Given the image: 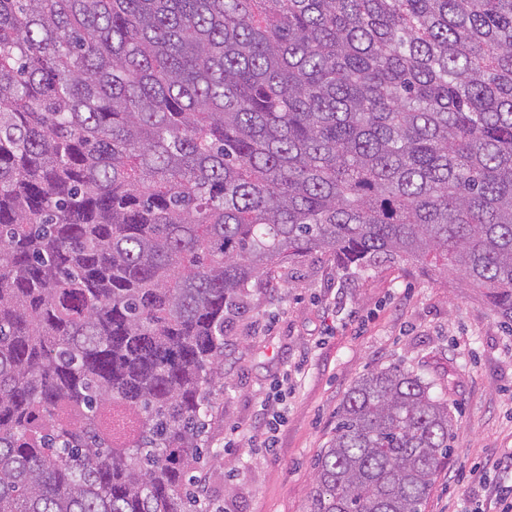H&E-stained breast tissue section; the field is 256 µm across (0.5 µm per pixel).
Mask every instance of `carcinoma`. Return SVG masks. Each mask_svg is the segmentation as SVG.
Here are the masks:
<instances>
[{
	"label": "carcinoma",
	"mask_w": 512,
	"mask_h": 512,
	"mask_svg": "<svg viewBox=\"0 0 512 512\" xmlns=\"http://www.w3.org/2000/svg\"><path fill=\"white\" fill-rule=\"evenodd\" d=\"M313 252L512 324V0H0V512H188L226 328ZM454 426L363 375L308 512H422Z\"/></svg>",
	"instance_id": "cac0c4a2"
}]
</instances>
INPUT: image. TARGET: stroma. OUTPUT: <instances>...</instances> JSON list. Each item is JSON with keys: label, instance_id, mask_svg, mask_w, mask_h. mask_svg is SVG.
<instances>
[{"label": "stroma", "instance_id": "35a3bbf8", "mask_svg": "<svg viewBox=\"0 0 512 512\" xmlns=\"http://www.w3.org/2000/svg\"><path fill=\"white\" fill-rule=\"evenodd\" d=\"M394 365L447 393L457 420L423 512H489L512 490V325L456 278L390 263L342 270L319 252L254 286L227 331L208 428L212 512H307L346 393ZM271 424L272 452L258 440Z\"/></svg>", "mask_w": 512, "mask_h": 512}]
</instances>
